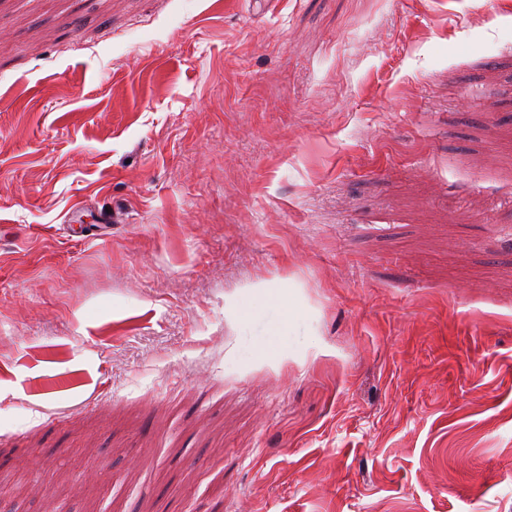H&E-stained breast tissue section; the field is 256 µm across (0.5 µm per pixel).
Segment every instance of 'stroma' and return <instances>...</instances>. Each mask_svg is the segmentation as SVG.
Segmentation results:
<instances>
[{
  "label": "stroma",
  "mask_w": 512,
  "mask_h": 512,
  "mask_svg": "<svg viewBox=\"0 0 512 512\" xmlns=\"http://www.w3.org/2000/svg\"><path fill=\"white\" fill-rule=\"evenodd\" d=\"M510 150L512 0H0V512H512Z\"/></svg>",
  "instance_id": "35a3bbf8"
}]
</instances>
